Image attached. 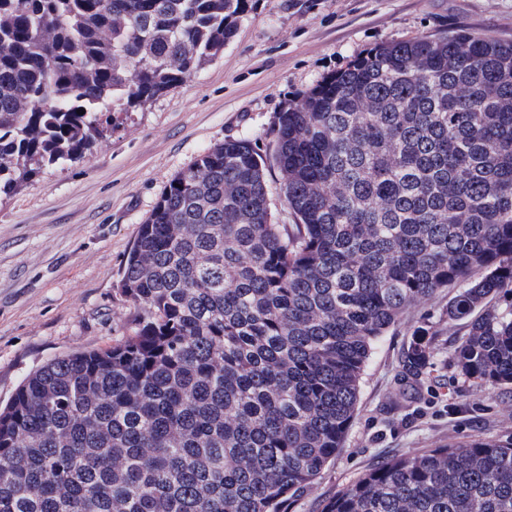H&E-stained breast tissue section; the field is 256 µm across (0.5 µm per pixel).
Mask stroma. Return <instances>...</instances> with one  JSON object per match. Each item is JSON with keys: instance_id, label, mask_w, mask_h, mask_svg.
I'll return each instance as SVG.
<instances>
[{"instance_id": "35a3bbf8", "label": "stroma", "mask_w": 512, "mask_h": 512, "mask_svg": "<svg viewBox=\"0 0 512 512\" xmlns=\"http://www.w3.org/2000/svg\"><path fill=\"white\" fill-rule=\"evenodd\" d=\"M453 29L512 38V0H250L234 37L184 83L129 113L75 163L0 198V406L55 358L112 346L135 311L117 290L140 224L170 179L213 144L272 142L278 113L322 77L389 41ZM443 288L373 345L344 446L288 512H324L369 469L474 438H512V385L459 374ZM435 336L421 383L401 358L420 325Z\"/></svg>"}]
</instances>
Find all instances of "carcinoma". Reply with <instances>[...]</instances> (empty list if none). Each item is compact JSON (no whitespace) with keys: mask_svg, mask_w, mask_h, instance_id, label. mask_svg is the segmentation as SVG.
<instances>
[{"mask_svg":"<svg viewBox=\"0 0 512 512\" xmlns=\"http://www.w3.org/2000/svg\"><path fill=\"white\" fill-rule=\"evenodd\" d=\"M248 2L0 0V196L211 62ZM273 145L294 223L249 138L177 172L118 284L132 333L0 407V512H287L342 450L375 341L441 288L468 321L459 372L512 384V40L382 43L279 113ZM324 512H512V440L399 455ZM271 165V168L266 172V179L270 196L275 206L276 218L280 224H292L293 219L288 213V209L284 205L283 200L279 197L280 172L276 166H273L272 162Z\"/></svg>","mask_w":512,"mask_h":512,"instance_id":"obj_1","label":"carcinoma"}]
</instances>
